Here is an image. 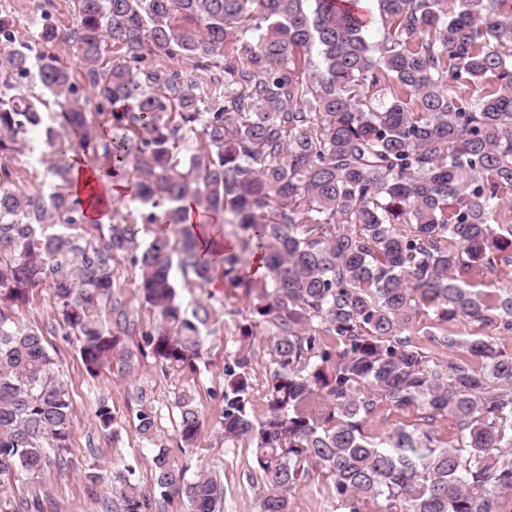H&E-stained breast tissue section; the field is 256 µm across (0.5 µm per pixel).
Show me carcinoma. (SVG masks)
<instances>
[{
  "label": "carcinoma",
  "instance_id": "obj_1",
  "mask_svg": "<svg viewBox=\"0 0 512 512\" xmlns=\"http://www.w3.org/2000/svg\"><path fill=\"white\" fill-rule=\"evenodd\" d=\"M372 2L384 25L375 44L367 18L338 0H74L72 27H46L36 47L0 17V154L43 124L46 102L19 79L37 69L58 107L43 155L49 191L15 186L0 166V475L65 466L74 416L42 329L9 310L48 286L85 371L111 360L130 371V324L114 298L115 265L127 262L158 317L141 354L164 374L194 372L216 310L182 311L176 264L200 281L220 273L249 302L224 359L218 422L224 441L252 449L260 512H293L292 493L316 473L338 512H512V353L487 334L512 331V290L476 288L512 265V0ZM64 39L85 87L53 51ZM151 53L192 70L151 63ZM214 68L219 94L193 74ZM92 98L103 124L87 111ZM72 152L129 183L136 218L82 233ZM188 199L223 222H188ZM254 255L266 276L245 272ZM419 316L441 326L426 333L435 347L461 357L435 361L414 342ZM461 320L474 328L468 339L444 328ZM260 324L278 369L258 416ZM132 400L153 448V491L126 465L112 472L105 512H158L175 497L191 512H223L221 476L188 475L146 392ZM174 407L177 447L193 448L200 405L183 391ZM380 408H413L428 423L448 416L457 432L372 435ZM96 417L114 430L107 402Z\"/></svg>",
  "mask_w": 512,
  "mask_h": 512
}]
</instances>
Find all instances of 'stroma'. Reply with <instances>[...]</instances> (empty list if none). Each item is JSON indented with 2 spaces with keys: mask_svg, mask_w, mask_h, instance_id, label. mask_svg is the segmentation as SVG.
<instances>
[{
  "mask_svg": "<svg viewBox=\"0 0 512 512\" xmlns=\"http://www.w3.org/2000/svg\"><path fill=\"white\" fill-rule=\"evenodd\" d=\"M73 0H0V15L12 19L18 41H33L41 30L42 13H50L53 23L61 29L72 24ZM29 145L21 151L0 155V164L15 171L17 186L34 190L42 184V166L28 163L31 152H43L46 145L41 130L28 134ZM116 296L121 300L134 329L124 342L130 351H137L143 333L156 323V315L145 303L138 288V277L128 264L118 266ZM178 299L183 309L193 310L198 303L207 302L217 310V318L202 332V358L192 372L162 374L152 358H139L131 373L121 372L112 364L98 375L89 376L82 364L76 337L55 329L56 308L49 288L34 289L30 301L14 311L17 321L46 329L45 345L57 361L60 375L70 388L75 413L70 445L63 470L51 469L41 476L17 481L0 476V512H16L21 503H29L28 512H102L106 501L112 500V465L129 464L135 469L132 476L143 489H150L152 477L149 461L151 448L147 447L135 430L130 405L134 387L148 393L160 417L167 438L176 436L174 396L187 390L194 392L206 414L196 448L182 454L191 472L204 470L219 472L224 479V512H257V488L248 473L251 450L246 445L225 443L216 422L224 391L225 351L231 346L236 327L250 315L246 299L240 292L228 288L222 279L204 283L183 278L180 270L171 273ZM252 364L254 375L253 404L262 410L267 381L277 368L266 340L265 326L255 330ZM107 401L118 419L114 436L103 435L97 425L95 411L99 401ZM99 467L103 480L96 487H88L85 474L91 467Z\"/></svg>",
  "mask_w": 512,
  "mask_h": 512,
  "instance_id": "1",
  "label": "stroma"
}]
</instances>
